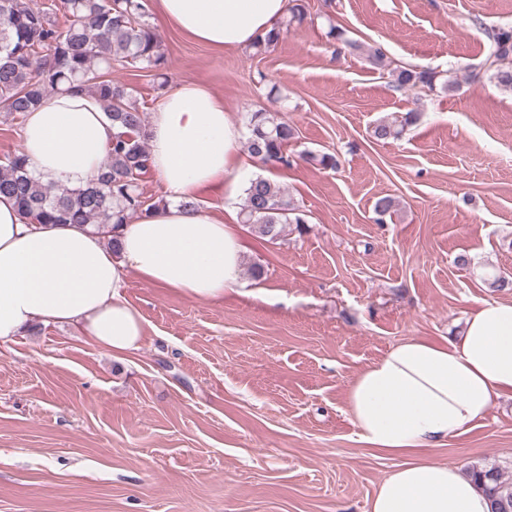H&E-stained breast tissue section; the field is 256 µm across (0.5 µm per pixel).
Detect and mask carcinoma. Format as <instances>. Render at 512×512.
Returning a JSON list of instances; mask_svg holds the SVG:
<instances>
[{
  "label": "carcinoma",
  "instance_id": "1",
  "mask_svg": "<svg viewBox=\"0 0 512 512\" xmlns=\"http://www.w3.org/2000/svg\"><path fill=\"white\" fill-rule=\"evenodd\" d=\"M68 23L58 26L28 0H0V103L11 115L37 107L49 93L85 88L98 97L112 125L105 170L79 189L44 184L28 170L24 155L0 164V194L15 201L23 217L36 224L94 226L105 234L134 215L158 209L164 199L143 196L140 181L149 174L147 111L128 85L107 78L119 65L160 69L166 56L161 35L146 20L143 0H61ZM491 50L482 63L496 84L512 91V26L489 32ZM50 50L40 55L42 49ZM399 89L435 86V73L400 67L391 70ZM418 119L409 112L373 129L378 141L397 139ZM248 153L263 164L291 165L288 146L297 138L287 120L253 112ZM299 207L276 182L258 177L245 189L240 222L262 237L280 238L286 224H302ZM486 493L491 512H512V477L496 466L469 468Z\"/></svg>",
  "mask_w": 512,
  "mask_h": 512
}]
</instances>
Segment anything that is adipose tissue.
I'll list each match as a JSON object with an SVG mask.
<instances>
[{
	"instance_id": "adipose-tissue-1",
	"label": "adipose tissue",
	"mask_w": 512,
	"mask_h": 512,
	"mask_svg": "<svg viewBox=\"0 0 512 512\" xmlns=\"http://www.w3.org/2000/svg\"><path fill=\"white\" fill-rule=\"evenodd\" d=\"M291 0H151L199 42L250 47L288 15ZM117 130L85 91L58 94L27 112L21 147L31 173L77 188L102 172ZM224 104L198 84L165 93L148 116L150 171L166 205L103 234L31 223L0 195V344L35 324H76L114 357L139 349L143 319L125 297L131 276L201 300L243 289L247 250L232 211L216 217L190 202L210 191L233 198L252 164ZM500 399H512V302L471 310L461 335L411 337L359 372L346 410L369 448L401 458L368 512H490L477 482L458 466L419 458L467 432Z\"/></svg>"
}]
</instances>
